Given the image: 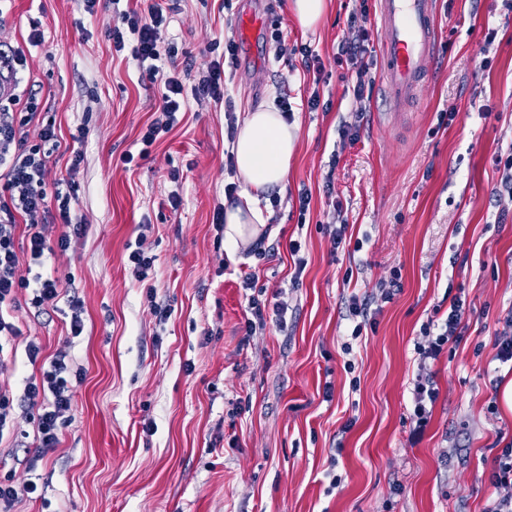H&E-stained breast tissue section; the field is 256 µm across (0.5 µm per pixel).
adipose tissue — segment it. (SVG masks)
I'll return each mask as SVG.
<instances>
[{"label": "adipose tissue", "instance_id": "1", "mask_svg": "<svg viewBox=\"0 0 512 512\" xmlns=\"http://www.w3.org/2000/svg\"><path fill=\"white\" fill-rule=\"evenodd\" d=\"M298 137L297 125L288 123L273 104L259 106L245 114L234 145L239 176L251 188L243 204L224 209L228 244L248 239L266 218L260 207V193L284 187Z\"/></svg>", "mask_w": 512, "mask_h": 512}]
</instances>
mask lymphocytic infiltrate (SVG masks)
Segmentation results:
<instances>
[{"label": "lymphocytic infiltrate", "instance_id": "lymphocytic-infiltrate-1", "mask_svg": "<svg viewBox=\"0 0 512 512\" xmlns=\"http://www.w3.org/2000/svg\"><path fill=\"white\" fill-rule=\"evenodd\" d=\"M168 17L160 0H154L147 13L129 9L123 14L122 26L112 27L110 35L116 51H130L142 80L161 83L155 117L141 136L143 146H151L160 133L171 130L183 112L184 85L178 74H165L163 63L174 60V46H162L161 31ZM366 19L350 16L349 28L355 29L354 39L340 42L336 53L337 65L354 77L355 97H364L366 75L375 66ZM238 45L234 40L224 43V58L212 61L202 72L193 91L196 97L217 104L229 103L226 67L235 66ZM37 98H29L25 111L13 112L0 105V167L5 168V183L0 186V365L5 362L3 349L15 345L20 329L6 321L5 315L16 302V289L29 291L30 304L37 311L56 309L60 300H68L69 328L72 337L84 330V304L70 295L63 281L50 273L25 277L19 273L16 251L17 236H24L30 256L41 260L55 252L67 251L72 237L83 235L70 194L61 189L62 179L53 177L50 158L58 145L56 128L39 110ZM41 123L39 143L28 141V128ZM63 226L56 240H49L46 231L51 220ZM466 302L460 296L449 301L445 318L428 321L422 328L423 343L417 352L422 358L437 360L445 346L460 342L465 330ZM27 359L37 370L23 380V393L13 396L9 389L0 388V437L11 432L17 413L32 414L37 423L38 446L29 463V478L22 485L12 480H0V512H12L16 502L28 497L40 498L34 474L40 463L47 461L59 445V430L73 410L74 390L84 380L82 371L72 370L67 352L42 356L41 348L28 343ZM491 493L483 512H512V444L502 448L493 460L488 478Z\"/></svg>", "mask_w": 512, "mask_h": 512}]
</instances>
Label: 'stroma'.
Returning <instances> with one entry per match:
<instances>
[{
    "instance_id": "1",
    "label": "stroma",
    "mask_w": 512,
    "mask_h": 512,
    "mask_svg": "<svg viewBox=\"0 0 512 512\" xmlns=\"http://www.w3.org/2000/svg\"><path fill=\"white\" fill-rule=\"evenodd\" d=\"M257 2L264 28L279 25L292 51L275 56L263 39L239 53L231 90L239 119L272 96L291 97L297 148L267 222L270 240L305 245L296 287L288 252L258 259L248 245L231 248L213 222L230 180L227 126L223 106L196 99L193 87L210 45L236 34L238 0H174L165 35L185 73V114L133 167L122 158L140 150L158 90L142 82L129 51L112 46L119 10L92 16L80 0H0V47L25 59L10 92L37 95L54 119L53 171L87 226L46 261L84 303L82 335L70 338L62 312L39 315L23 303L15 312L22 336L17 365L4 373L11 386L32 370L30 339L48 355L67 350L86 377L39 469L42 500L14 512H483L492 460L512 442L502 402L512 368L495 358L512 309V222L496 221L493 163L512 147V13L500 0H438L425 98L393 121L379 69L357 99L335 61L339 42L355 35L350 15L368 14L379 45V0H328L311 29L291 0ZM302 44L322 71H305ZM483 48L493 62L481 71ZM315 92L328 110L304 107ZM451 110L454 121L442 124ZM361 111L359 141H342L340 124ZM304 190L312 200L303 218ZM341 214L348 239L336 248L328 228ZM140 234L155 258L151 302L127 266L125 245ZM394 271L400 292L376 300L374 326L343 355L345 297L374 291ZM243 272L287 304V330L270 322L244 337ZM451 295L466 299L465 336L421 362L420 328ZM422 373L433 374L439 397L416 440L412 389ZM18 426L0 444V479L24 478L35 450V423Z\"/></svg>"
}]
</instances>
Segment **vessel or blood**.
I'll return each instance as SVG.
<instances>
[{"mask_svg":"<svg viewBox=\"0 0 512 512\" xmlns=\"http://www.w3.org/2000/svg\"><path fill=\"white\" fill-rule=\"evenodd\" d=\"M436 0H379L382 80L395 111H404L419 98L430 81L425 68L436 39ZM243 47L256 45L261 21L251 5L237 16Z\"/></svg>","mask_w":512,"mask_h":512,"instance_id":"1","label":"vessel or blood"}]
</instances>
